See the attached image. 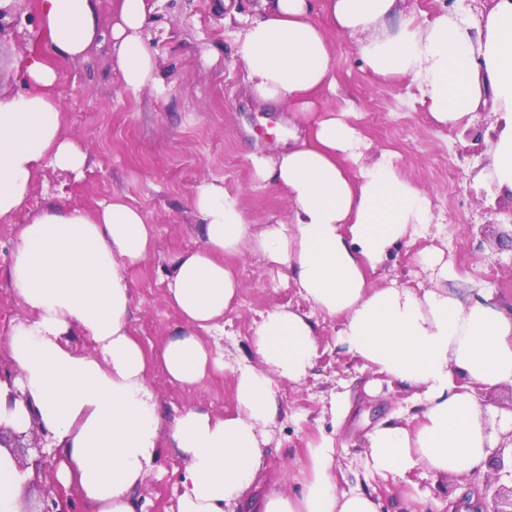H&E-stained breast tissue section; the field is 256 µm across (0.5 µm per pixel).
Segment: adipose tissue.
Returning a JSON list of instances; mask_svg holds the SVG:
<instances>
[{
    "instance_id": "ef3b65f1",
    "label": "adipose tissue",
    "mask_w": 512,
    "mask_h": 512,
    "mask_svg": "<svg viewBox=\"0 0 512 512\" xmlns=\"http://www.w3.org/2000/svg\"><path fill=\"white\" fill-rule=\"evenodd\" d=\"M96 2L38 0L47 50L18 61L23 92L0 94V219L26 206L41 168L79 173L87 164L86 149L62 134L54 63L97 41ZM402 4L257 0L237 55L253 93L286 105L303 122L288 150L253 160L262 180L288 200L289 221L252 233L223 182L202 183L193 209L203 244L172 261L166 295L181 324L157 353L130 328L124 271L148 257L154 239L139 207L116 195L87 212L62 193L22 226L9 279L31 317L9 337L19 376L0 381V425L28 428L27 408L9 401L11 388L27 391L98 512H141L138 488L164 439L184 460L177 512H226L254 483L267 446L264 429L282 411L280 385L301 382L312 365L318 335L308 316L275 307L257 324L252 340L260 365L236 372L230 414L189 408L164 419L149 382L156 363L184 385L223 371L222 356L201 335L218 328L239 289L225 257L248 247L269 265L290 268L318 310L341 318L339 342L350 354L421 391L422 409L411 425L386 421L369 434L373 474L403 476L419 467L447 477L483 473L499 435L512 432V410L491 412L480 396L512 386V310L487 296L462 302L445 286L448 264L438 252L424 258L435 277L422 291L369 284V270L395 243L429 225L431 203L391 159L361 166L365 138L349 113L316 101L336 82L331 29L353 40L374 75L409 79L440 125L469 123L482 98H490L499 119L485 152L497 188L512 193V0H495L481 25L445 11L417 24ZM148 24L146 0H118L112 48L123 84L134 92L158 82L143 37ZM348 161L359 164L358 179L349 178ZM76 329L91 338L94 352L69 349L66 337ZM493 413L494 432L486 423ZM333 453L324 443L309 448L300 496L274 493L253 502L252 512H379L374 495L338 491ZM29 476L0 447V512H23L20 488Z\"/></svg>"
}]
</instances>
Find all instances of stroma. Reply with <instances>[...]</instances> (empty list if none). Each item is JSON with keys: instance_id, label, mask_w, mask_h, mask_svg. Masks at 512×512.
I'll return each instance as SVG.
<instances>
[{"instance_id": "obj_1", "label": "stroma", "mask_w": 512, "mask_h": 512, "mask_svg": "<svg viewBox=\"0 0 512 512\" xmlns=\"http://www.w3.org/2000/svg\"><path fill=\"white\" fill-rule=\"evenodd\" d=\"M37 0H18L20 23L0 37V92L15 94L24 85L15 61L41 51ZM152 22L144 38L154 50L160 88L125 89L109 45L115 0H98L100 35L83 56L58 64L56 93L63 112V133L87 149L91 164L83 175L41 169L31 187L33 200L50 204L67 186L72 207L94 210L122 194L143 209L155 230L146 260L125 272L132 298L131 327L148 348L160 346L180 323L168 303L163 278L172 258L202 245L192 199L203 182L221 180L236 198L252 231L287 223L290 206L261 181L251 154L272 156L287 146L296 119L287 106L271 105L251 90L235 54L241 29L253 17L254 0H149ZM336 63V88L323 90L318 104L327 110L353 109L356 126L371 142L372 161L389 152L401 175L423 190L433 219L395 244L371 276L375 287H419L428 281L425 254L442 251L453 267L447 286L469 302L493 292L498 305L512 306V241L498 240L512 230V198L498 192L478 128L494 119L491 103L475 111L472 126H438L408 79L383 81L362 69L351 39L330 33ZM459 177L449 181L448 166ZM31 208L11 223L0 222V355L16 320L27 313L11 288L8 271L22 224ZM492 225L491 236L478 227ZM240 284L224 314V328L203 333V341L224 356V370L196 386L168 381L155 371L152 386L166 417L193 408L214 416L235 407L234 376L243 365H257L252 328L267 310L284 307L316 324L318 347L307 377L282 384V414L266 430L260 481L247 498L273 492L295 493L308 472V449L320 443L335 450L333 472L342 492L373 491L381 512H470L472 497L512 486V470H490L470 477H439L426 469L406 476L379 478L366 466V435L381 421L408 423L421 403L414 390L388 385L384 376L348 353L338 342L342 321L321 313L297 287L291 269L266 264L245 251L231 261ZM176 449L163 447L139 488L152 512H177Z\"/></svg>"}]
</instances>
